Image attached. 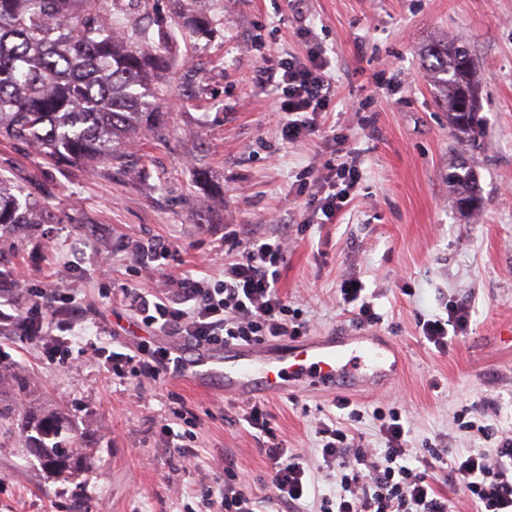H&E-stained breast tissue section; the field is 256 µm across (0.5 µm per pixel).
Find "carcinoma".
Listing matches in <instances>:
<instances>
[{"mask_svg":"<svg viewBox=\"0 0 512 512\" xmlns=\"http://www.w3.org/2000/svg\"><path fill=\"white\" fill-rule=\"evenodd\" d=\"M101 0H0V137L32 141L54 162L128 166L129 142L139 134L161 136L163 113L152 102L171 61L155 44L151 26L136 14L149 0H112L105 23ZM192 38L209 34L203 10L180 15ZM427 72L448 107V121L469 152L479 147L483 119L473 81L474 62L460 42L442 41L425 51ZM448 185L458 209L483 208L468 152L461 153ZM54 220L51 212L20 200L0 180V236ZM16 401H0V425L18 428L22 447L52 474L70 479L84 467V451L95 445L73 416L38 402L33 381L0 365V387Z\"/></svg>","mask_w":512,"mask_h":512,"instance_id":"cac0c4a2","label":"carcinoma"}]
</instances>
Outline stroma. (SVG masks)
I'll use <instances>...</instances> for the list:
<instances>
[{"instance_id":"stroma-1","label":"stroma","mask_w":512,"mask_h":512,"mask_svg":"<svg viewBox=\"0 0 512 512\" xmlns=\"http://www.w3.org/2000/svg\"><path fill=\"white\" fill-rule=\"evenodd\" d=\"M167 17L174 66L159 107L165 135L130 147L131 164L56 165L30 144L0 139V177L21 196L68 215L0 238V271L33 283L74 289L87 311L77 346L160 355L175 336H153L120 303L128 285L155 291L194 270L224 268V227L241 236L280 233L277 220L300 213L289 189L305 167L356 166L352 201L332 224L290 231L279 290L303 303L309 336L355 330L340 299L357 278L384 320L378 332L399 349L404 369L389 385L350 393L364 416L347 427L364 448L380 445L374 411L395 408L412 429V446L441 438L450 450L473 444L466 411L495 401L493 428L512 430V0H212L216 21L206 40L179 34L173 0H150ZM306 14L310 34L298 31ZM466 43L476 66L484 119L473 157L484 199L479 219L457 209L446 174L460 147L425 70L433 41ZM324 51L336 77L325 130L347 137L342 151L315 140L286 143L274 126L272 99L257 94L259 67L285 55ZM177 250L164 265H141L140 243ZM466 303L467 330L447 352L421 335L420 319ZM0 361L34 377L40 400L71 411L98 440L85 472L57 478L23 454L19 434L0 428V512H178L214 485L232 459L246 490L270 495L268 461L242 419L247 399L217 381L142 376L123 382L88 363L59 370L45 349L0 337ZM335 394L296 391L263 403L289 453L309 467L321 460L315 427L334 415ZM184 403L198 417L189 446L198 466L185 473L169 452L163 425Z\"/></svg>"}]
</instances>
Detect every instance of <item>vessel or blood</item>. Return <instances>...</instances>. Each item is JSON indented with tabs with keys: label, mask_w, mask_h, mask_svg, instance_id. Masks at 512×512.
<instances>
[{
	"label": "vessel or blood",
	"mask_w": 512,
	"mask_h": 512,
	"mask_svg": "<svg viewBox=\"0 0 512 512\" xmlns=\"http://www.w3.org/2000/svg\"><path fill=\"white\" fill-rule=\"evenodd\" d=\"M402 357L377 332L363 330L321 336L276 350L225 348L200 352L185 362L181 375L196 380L219 376L225 394L285 395L298 387L331 392L383 387L398 379Z\"/></svg>",
	"instance_id": "obj_1"
}]
</instances>
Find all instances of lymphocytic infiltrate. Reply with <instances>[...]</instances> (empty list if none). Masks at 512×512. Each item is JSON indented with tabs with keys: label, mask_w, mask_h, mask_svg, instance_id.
Here are the masks:
<instances>
[{
	"label": "lymphocytic infiltrate",
	"mask_w": 512,
	"mask_h": 512,
	"mask_svg": "<svg viewBox=\"0 0 512 512\" xmlns=\"http://www.w3.org/2000/svg\"><path fill=\"white\" fill-rule=\"evenodd\" d=\"M261 85L276 92L274 115L284 141L293 143L321 133V118L334 96L333 79L323 52L306 57L287 56L260 72ZM359 174L353 167L327 163L298 175L292 191L304 197L300 227L335 223L348 204ZM227 249L221 277L186 275L174 287L145 293L127 288L123 297L145 327L164 336L179 337L185 349H221L261 344L305 335L309 324L298 304L278 291L279 267L284 258L280 236L241 239L236 228L224 233ZM21 297L18 312L0 309V331L38 341L55 351L69 348L67 336L85 321L75 292L37 286L27 277L0 278V300ZM470 310L456 304L444 315L421 322L422 336L438 352H446L452 337L466 330ZM118 380L128 375L159 378L179 367L182 356L142 358L115 352L108 357ZM263 438L272 493L266 500L248 494L225 462V476L200 496L198 506L182 512H262L263 504L285 505L289 512H308L307 499L315 487V471L289 454L278 440L261 402H251L243 415ZM380 447H355L338 423L320 422L315 433L321 449L320 471L334 479L332 495L322 497L319 512H449L432 471L449 466L459 488L479 507L478 512H512V435H500L493 451L469 448L449 455L446 443L425 442L422 451L410 446L411 428L397 411L377 414Z\"/></svg>",
	"instance_id": "lymphocytic-infiltrate-1"
}]
</instances>
